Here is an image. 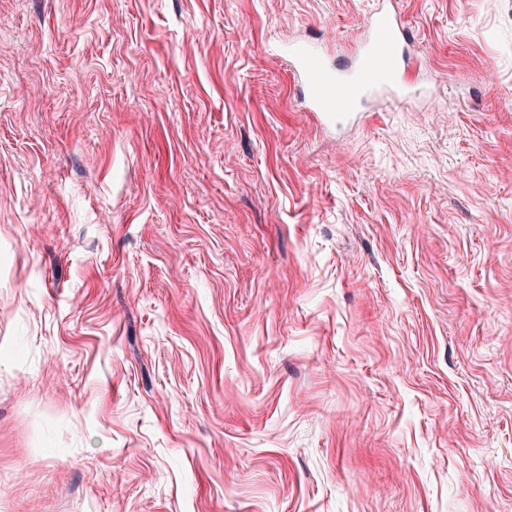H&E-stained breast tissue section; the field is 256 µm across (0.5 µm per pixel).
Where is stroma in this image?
Listing matches in <instances>:
<instances>
[{
    "label": "stroma",
    "instance_id": "35a3bbf8",
    "mask_svg": "<svg viewBox=\"0 0 512 512\" xmlns=\"http://www.w3.org/2000/svg\"><path fill=\"white\" fill-rule=\"evenodd\" d=\"M399 7L325 131L373 0H0V512H512V0ZM375 2L366 36L344 63L335 64L315 41L281 49L308 112L324 127L359 123L370 96L411 102L428 98L436 86L432 72L409 51L412 35L397 1Z\"/></svg>",
    "mask_w": 512,
    "mask_h": 512
}]
</instances>
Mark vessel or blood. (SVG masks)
<instances>
[{"instance_id":"vessel-or-blood-1","label":"vessel or blood","mask_w":512,"mask_h":512,"mask_svg":"<svg viewBox=\"0 0 512 512\" xmlns=\"http://www.w3.org/2000/svg\"><path fill=\"white\" fill-rule=\"evenodd\" d=\"M412 35L396 0H376L367 33L347 61L334 62L323 44L297 41L283 47L308 112L325 127L359 123L369 97L411 102L436 86L429 69L412 57Z\"/></svg>"}]
</instances>
